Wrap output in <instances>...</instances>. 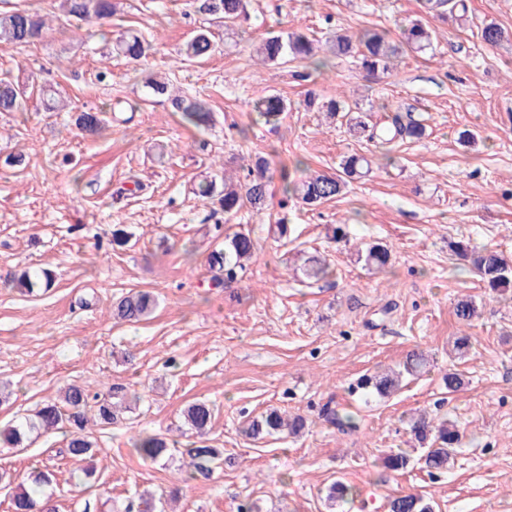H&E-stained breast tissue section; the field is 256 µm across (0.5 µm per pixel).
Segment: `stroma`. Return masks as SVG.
Masks as SVG:
<instances>
[{"instance_id":"35a3bbf8","label":"stroma","mask_w":512,"mask_h":512,"mask_svg":"<svg viewBox=\"0 0 512 512\" xmlns=\"http://www.w3.org/2000/svg\"><path fill=\"white\" fill-rule=\"evenodd\" d=\"M8 2L37 9L46 29L28 46L0 49V76L53 87L66 107L46 110L37 94L24 111L0 113V282L26 267L55 274L53 288L35 296L0 285V380L12 383L0 426L72 382H106L139 400L117 423L90 427L97 448L83 461L68 454L61 430L20 450L0 447V512L35 470L50 473L58 512H125L146 492L159 507L177 495L174 512H238L246 501L260 512H389L398 493L423 495L435 512H512V291L489 294L452 250L463 241L512 258V44L489 47L478 36L491 21L512 29V0H471L466 20L431 21L434 53L405 54L377 82L351 58H331L311 75L299 61L263 65L254 49L297 25L322 41L366 27L395 34L419 16L418 0H251L235 48L225 49L219 27L213 51L185 64L177 50L202 23L187 0H117L111 25L93 29L63 25L59 0ZM125 29L153 43L146 66L112 56ZM147 71L205 98L213 125H184L158 101L129 122L113 120L116 100L143 97ZM310 90L324 99L346 93L352 108L377 117L412 112L428 135L385 165L346 126L307 109ZM271 93L288 102L276 128L252 110ZM81 111L101 113L99 135L76 127ZM465 128L478 132L475 146L457 143ZM18 152L25 167L7 166ZM259 152L271 172L285 166L296 178L335 173L354 152L371 157L373 171L313 210L272 182L260 221L196 195L203 179L246 177ZM282 217L284 238L275 227ZM339 224L347 235L337 242ZM118 226L130 235L122 248L112 244ZM243 228L258 249L236 283L214 287L206 257ZM373 241L389 247L388 268L357 263ZM313 252L331 273L310 284L293 267ZM137 290L156 297L152 315L135 325L113 319V302ZM465 296L481 306L469 326L454 314ZM463 333L471 348L459 360L450 350ZM412 351L429 360L422 377L388 398L350 394L361 374L398 366ZM451 369L466 378L454 393L443 382ZM198 399L215 405L205 440L222 457L209 478L191 480L186 451L198 436L182 411ZM327 404L355 413L357 429L325 421ZM271 409L304 416L305 432L242 433L246 419ZM415 412L457 424L447 471L420 469L408 424ZM140 432L165 438L168 454L142 461L131 446ZM399 451L409 468L385 471L383 458ZM86 468L95 473L88 487L77 483ZM338 479L355 496L331 507L325 491Z\"/></svg>"}]
</instances>
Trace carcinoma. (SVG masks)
<instances>
[{"instance_id":"obj_1","label":"carcinoma","mask_w":512,"mask_h":512,"mask_svg":"<svg viewBox=\"0 0 512 512\" xmlns=\"http://www.w3.org/2000/svg\"><path fill=\"white\" fill-rule=\"evenodd\" d=\"M194 12L203 17L206 26L202 27L191 39L178 49L179 56L186 60L202 58L208 55L214 46V33L211 27L221 23H235L248 17L249 0H189ZM425 13L444 19L448 17L464 18L469 13V0H419ZM115 12L114 0H63V17L67 25L95 24L112 18ZM45 21L38 13L26 8H15L0 12V47H16L28 44L43 35ZM481 41L491 47L512 39V32L495 24L488 23L480 30ZM318 40L300 28L271 34L256 50L257 57L264 64L278 65L288 61H306L320 70L327 66V60L315 58ZM329 52L336 57H354L359 68L369 81H376L390 73L394 62L406 51L424 53L433 47V31L424 22L414 20L401 25V38H392L386 29L364 28L353 33H336L326 40ZM153 45L141 34L127 30L120 34L112 44V51L133 61L146 58ZM144 87L148 89L147 98L165 97L174 112L181 115L183 121L195 127H207L213 122L210 104L197 96L172 95L169 83L151 75L144 78ZM31 91L24 84L16 83L7 77H0V112H21L30 97ZM288 106L285 100L276 95L259 99L254 112L266 124L279 122ZM326 118L331 121H343L351 135L363 139L380 149L386 162H393L392 153L395 144L400 141H419L426 136L425 125L418 120L404 122L395 115L382 123L372 120L368 112L354 111L347 107L343 97L330 98L321 105ZM79 128L87 135L97 134L103 123L97 112H81L76 117ZM372 171V160L364 155L350 154L342 157L339 171L334 175L314 172L295 180L288 168L279 170L283 183V192L295 197L302 204L317 207L340 195L347 181L361 177ZM271 177L269 163L263 156H256L248 169L246 181L235 183L224 179V189L217 187L213 179L198 184L196 193L206 199L217 200L224 213L236 214L248 209L258 217L264 214L270 196ZM257 250V242L246 232H237L224 238V248L214 249L208 257L213 273V282L217 287L227 288L234 283L240 272L246 268V262ZM457 256L470 264L481 278L484 287L490 292L504 294L512 290V262L492 247L472 249L467 245H457ZM357 261L369 268L381 269L390 263V251L380 244H369L357 252ZM329 266L320 259L309 257L301 267L302 275L319 281L328 274ZM4 286L16 288L28 295L46 292L52 287L53 277L39 268H27L19 274L8 276ZM156 306L155 298L147 291H130L113 304L112 314L116 318L136 322L149 316ZM456 317L464 323L478 316L476 302L462 298L455 306ZM427 359L421 353L407 356L403 370L390 373L363 375L353 387L370 398H385L401 385L403 374L418 376L424 372ZM127 395L107 389L90 393L83 386H67L58 402H47L33 414L15 420L0 429V445L19 447L33 433L49 432L63 427L69 428V453L74 458L93 455L95 444L86 435L88 423L95 420L110 425L120 419L126 410ZM184 423L199 436L206 435L214 420L215 413L207 401L196 400L183 410ZM307 426L306 419L296 415L288 419L278 412L271 411L247 422L245 432L252 437L271 435L288 428L293 435L301 434ZM412 431L417 441L426 447L420 460L423 468L443 471L448 468L454 446L459 441V431L455 425L443 422L438 426L425 417L414 421ZM132 447L143 460L156 461L168 449L167 442L157 434L140 433L132 438ZM191 458L189 478L211 476L220 460V450L205 444L188 450ZM409 465V456L394 453L383 459V467L399 472ZM31 484L17 486L10 501L11 512H47L48 505L38 498L39 489L50 484L51 478L44 472L29 477ZM354 495L352 487L341 482L332 484L327 501L335 505L336 501ZM390 512H434L433 505L424 497L416 494L397 495L389 502Z\"/></svg>"}]
</instances>
